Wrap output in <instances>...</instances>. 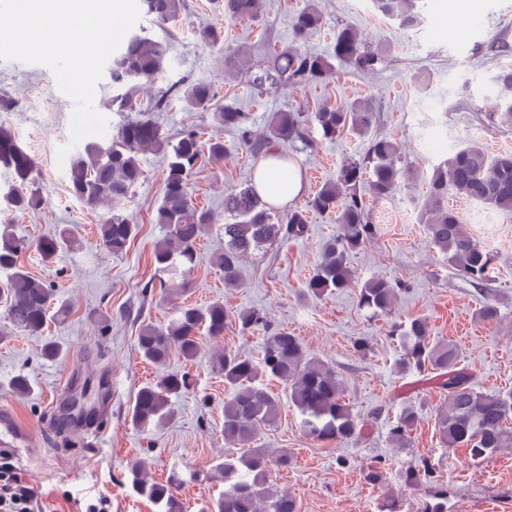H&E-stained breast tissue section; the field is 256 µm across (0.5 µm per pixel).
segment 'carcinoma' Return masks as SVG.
Here are the masks:
<instances>
[{
	"label": "carcinoma",
	"mask_w": 512,
	"mask_h": 512,
	"mask_svg": "<svg viewBox=\"0 0 512 512\" xmlns=\"http://www.w3.org/2000/svg\"><path fill=\"white\" fill-rule=\"evenodd\" d=\"M378 12L413 25L418 17L414 0H373ZM146 15L163 26L174 20L183 8V0H141ZM229 17L260 16L263 0H219ZM322 23L313 3L295 14L290 27L293 39L272 60V70L296 82H321L333 73L332 60L356 72H370L379 61L378 54L368 50L359 31L346 25L338 30L329 56L301 49ZM170 46L142 29L131 34L116 50L108 66L110 95L106 107L116 110L120 121L116 133L107 144L90 142L73 159L68 171L69 191L90 207L104 201L120 202L128 198L145 179L141 155L158 151L163 156L165 171L162 204L154 223L163 229V238L155 247L152 261L162 274H190L196 258V244L213 223L211 212L192 204L189 182L205 159L224 157L226 146L219 138L201 140L194 129L181 133L177 141L168 140L151 113L159 112L168 101H185L193 109L207 111L215 99L213 86L195 82L186 87L175 82L162 94L142 101L141 85L152 84L162 77ZM215 122L238 133L240 143L256 156H265L280 144L307 139L306 122L315 124L321 139L334 141L351 131L366 136L374 118L372 99L358 98L341 106L325 105L312 113L282 111L272 116L267 133L259 138L251 134L248 113L232 106L213 112ZM398 144L387 137L369 141L361 159L346 162L336 181L327 183L308 201L317 212H334L342 233L328 241L315 272L307 283V294L320 297L327 292L342 291L352 286L354 277L347 260L376 232L369 221L366 203L360 195L365 187L375 199L394 193L401 179ZM0 169L10 177L0 201L7 210H33L40 203L36 186L33 157L5 128H0ZM463 198L512 212V152L489 157L485 149L470 142L438 165L429 181L424 212L430 242L448 254V263L476 286L490 281L495 256L464 227L456 210L448 207V191ZM224 211L231 222L224 224V251L214 257V265L224 273V284H237L241 262L250 253L275 238L296 239L307 232L306 212L288 210L284 224L275 222L272 208L261 199L250 183L241 185L224 197ZM137 235V225L117 210L102 220L98 227L100 245L119 255L126 252ZM68 243L63 229L53 236L41 238L36 249L50 260ZM26 242L15 238L9 225H0V273L7 276L0 289V306L12 329L39 335L48 322H63L69 315L56 290L32 275L21 265L19 255ZM399 287L383 277L363 283L357 295L359 309L373 316L391 314ZM248 331L269 330L267 319L258 309L242 310L232 316L224 304L216 301L206 306H187L167 326L143 324L137 336L142 358L155 365H165L172 353L193 360L201 350L200 335L212 338L224 335L231 320ZM402 341V355L396 371L433 370L441 379L443 395L435 411L434 428L440 442L450 448H466L472 460L487 458L503 448H512V392H483L476 389L456 369L459 353L450 342L430 341L428 321L415 317L395 326ZM214 371L224 376L231 391L224 402V440L231 445L250 443L263 426L271 425L278 416V401L259 381L266 377L282 381L288 398L301 416L303 434L314 442L338 444L361 434L362 424L345 400L344 386L336 370L328 362L306 353L298 337L285 331L273 332L254 360L230 350L212 360ZM191 387L186 373L170 372L157 382L139 389L131 409V422L137 427H150L171 416L170 400L180 397ZM418 421L414 406L407 405L389 428L390 440L397 446L407 444L410 431ZM132 486L142 497L163 505L165 512H182L175 484L149 479L141 464L130 469ZM427 466L410 467L404 481L418 485L430 480ZM214 512H298L294 497L273 488L268 480L267 453L252 448L237 462L224 464V492L215 502Z\"/></svg>",
	"instance_id": "obj_1"
}]
</instances>
